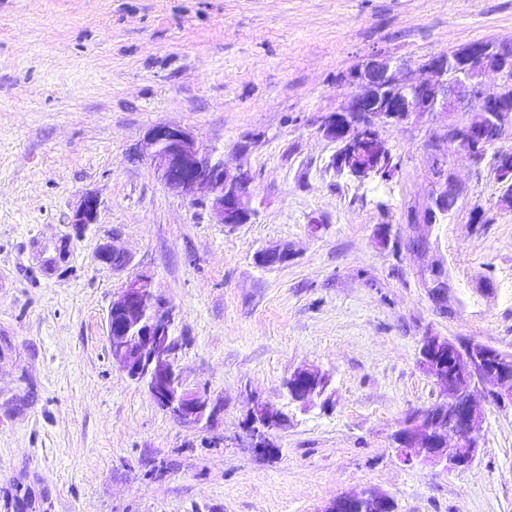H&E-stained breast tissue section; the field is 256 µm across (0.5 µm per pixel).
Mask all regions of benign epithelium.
I'll use <instances>...</instances> for the list:
<instances>
[{"instance_id":"7a95c632","label":"benign epithelium","mask_w":512,"mask_h":512,"mask_svg":"<svg viewBox=\"0 0 512 512\" xmlns=\"http://www.w3.org/2000/svg\"><path fill=\"white\" fill-rule=\"evenodd\" d=\"M420 68L431 74L428 81L406 76L408 64L381 51H374L346 77L351 89L347 105L326 117L323 135L338 144L333 163L341 169L371 170L377 148L385 145L384 126L396 127L425 113L446 112L456 103L473 106L472 119L463 126L448 127L446 145L481 160L488 149L507 131H512V41L490 46L472 43L456 56L439 52L429 56ZM492 71L501 76L493 87L480 77ZM151 160L164 186L172 192L195 191L209 200L222 224H247L256 215L251 205L248 175L224 161H215L189 131L169 125H155L145 135ZM459 194L453 177L448 189L434 205L414 221L431 223L436 214L452 211ZM100 202L94 195L83 198L71 223L92 224ZM99 261L122 269L127 256L105 244ZM288 248L259 252L264 266L288 261ZM174 306L156 289L153 275L141 273L129 278L106 317V332L112 358L133 381L142 382L153 400L174 414L181 423L195 426L210 420L214 410L190 389L176 365L177 346L172 337ZM419 361L439 388L442 400L431 408L409 416L394 435L395 451L404 462L467 467L480 451L485 431V411L472 395V387L487 380L504 387L492 394L498 402L512 401V354L470 342L460 347L438 335L422 338ZM322 374L316 368H300L288 380V391L296 401H308L316 394ZM249 428L262 446L268 431L281 426V412L267 403L255 404L248 418ZM394 504L384 493L340 495L322 512H390Z\"/></svg>"}]
</instances>
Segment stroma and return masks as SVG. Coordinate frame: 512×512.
<instances>
[{
    "instance_id": "35a3bbf8",
    "label": "stroma",
    "mask_w": 512,
    "mask_h": 512,
    "mask_svg": "<svg viewBox=\"0 0 512 512\" xmlns=\"http://www.w3.org/2000/svg\"><path fill=\"white\" fill-rule=\"evenodd\" d=\"M510 39L512 0H0V512H321L364 491L397 512H512V403L492 383L475 391L468 468L393 447L440 399L423 336L512 353L494 166L512 134L476 162L445 144L466 108L414 118L382 130L393 179L360 181L320 130L371 52L422 80L431 54ZM157 124L248 171L251 223L163 185L143 148ZM446 169L456 208L411 223ZM88 195L100 208L79 227ZM106 243L124 269L99 262ZM283 246L288 262H257ZM142 272L175 308L177 363L217 407L210 424L179 422L112 358L108 309ZM303 366L328 378L309 404L287 389ZM257 400L288 415L269 458L245 427Z\"/></svg>"
}]
</instances>
